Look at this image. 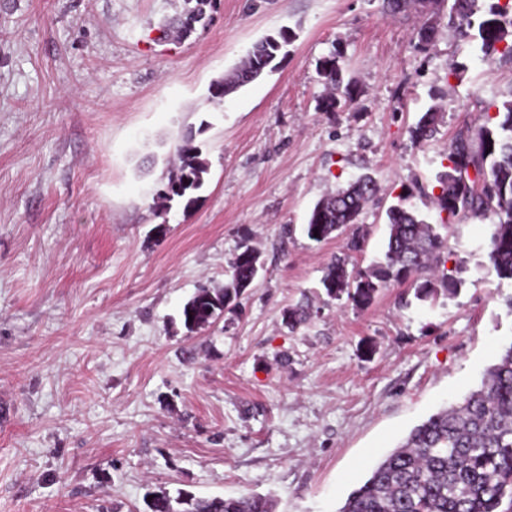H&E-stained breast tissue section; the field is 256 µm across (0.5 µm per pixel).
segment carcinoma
<instances>
[{
  "instance_id": "obj_1",
  "label": "carcinoma",
  "mask_w": 512,
  "mask_h": 512,
  "mask_svg": "<svg viewBox=\"0 0 512 512\" xmlns=\"http://www.w3.org/2000/svg\"><path fill=\"white\" fill-rule=\"evenodd\" d=\"M211 0H196L178 19L162 28L163 36L184 35L195 29ZM392 13L423 12L422 0H384ZM476 0H452L449 21L477 28L481 49L489 52L512 36V6L492 17L474 20ZM292 33L283 29L258 41L246 56L210 86V97L225 96L252 83L253 73L276 68L279 47ZM319 74L331 94L323 110L333 112L352 102L356 88L343 80L334 55L323 58ZM441 113L430 106L411 129V138L422 142L436 132ZM179 160L158 198L164 211L175 206L189 209L197 200L208 174V163L193 136L174 146ZM448 171L437 179L439 193L432 195L439 213L492 218L489 263L496 275L512 281V94L484 113L482 122L461 128L450 147ZM379 191L377 182L362 175L347 187L322 197L311 210L304 231L316 242L338 231L352 229L345 250H363L365 234L357 226L365 206ZM398 198L386 210L384 257L367 268L348 270L346 257L334 256L321 278L324 295L358 310L368 308L384 289L407 281L414 298L431 305L458 295L465 280L439 271L446 240L422 213ZM260 255L240 246L230 261L229 279L222 288L202 286L183 305L180 317L187 333H196L235 307L257 277ZM311 300L303 297L283 311L291 330L313 318ZM145 512H274L270 498L257 494L236 497H197L179 490L150 493ZM507 509H502L503 502ZM338 512H512V343L483 374L479 388L458 403L447 405L416 425L408 436L370 471L366 480L346 498Z\"/></svg>"
}]
</instances>
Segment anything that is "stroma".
Instances as JSON below:
<instances>
[{"instance_id":"35a3bbf8","label":"stroma","mask_w":512,"mask_h":512,"mask_svg":"<svg viewBox=\"0 0 512 512\" xmlns=\"http://www.w3.org/2000/svg\"><path fill=\"white\" fill-rule=\"evenodd\" d=\"M185 0H0V512H142L147 492L271 496L274 512H337L421 421L462 401L512 342V282L491 270L490 219L442 229L465 283L435 306L411 285L367 309L319 299L345 235L303 232L360 175L367 267L398 195L429 198L460 128L512 92V57L440 13L382 0H213L207 25L160 38ZM294 38L273 72L221 103L213 81L263 37ZM337 56L353 103L321 109ZM443 118L416 143L430 105ZM193 134L209 172L195 204L160 214L166 159ZM262 276L241 312L190 335L183 304L220 288L241 245ZM313 299L311 322L282 311ZM195 351L187 359L182 349Z\"/></svg>"}]
</instances>
